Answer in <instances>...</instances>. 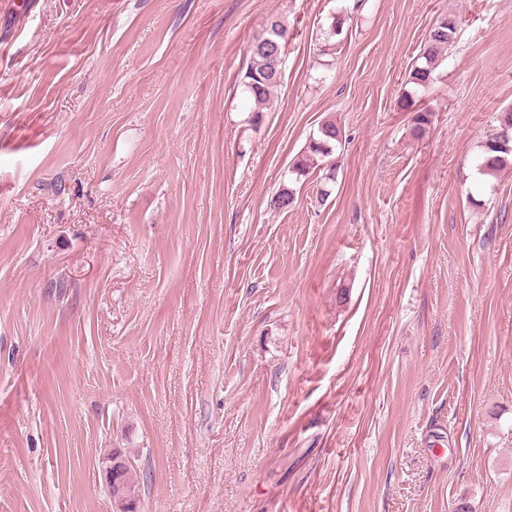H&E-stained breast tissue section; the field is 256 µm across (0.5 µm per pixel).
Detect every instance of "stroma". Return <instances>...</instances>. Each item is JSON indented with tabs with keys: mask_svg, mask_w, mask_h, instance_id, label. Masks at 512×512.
Instances as JSON below:
<instances>
[{
	"mask_svg": "<svg viewBox=\"0 0 512 512\" xmlns=\"http://www.w3.org/2000/svg\"><path fill=\"white\" fill-rule=\"evenodd\" d=\"M510 107L512 0H0V512H110L115 449L142 512H512ZM278 35L287 36L288 29L283 21L276 17L271 20L263 37H269L271 41L257 39L249 47L247 64L240 73L239 84L249 98L253 99L255 105L251 111V125H258L262 121L260 112H264V109H268L272 104L273 91L281 82L282 71L279 70L282 65L275 67L272 64V55L277 45L282 54L285 49L284 41ZM457 31L458 23L455 18H440L432 25L406 80L405 85L412 84L411 92L414 95L417 91L428 88L434 70L446 58L449 50L455 47ZM495 120L496 132L491 137L494 140L504 139L506 146H491L490 142H487L488 139L481 146L482 162L479 169L487 175H494L508 165L509 157L512 164V108L498 113ZM341 142L342 131L336 122L330 119L323 121L318 126L316 136L313 133L304 154L294 161L292 172L297 176H303L309 173L311 169H317L322 165L325 179L333 182L336 166L333 163H329V161L333 157L334 150ZM124 456L129 460L126 455ZM105 463L106 464L102 470L105 484L110 485L111 489L112 485L117 487L121 479V474L126 468L124 475L125 493L129 499H137L140 501L138 495L140 489V476L138 475L137 469L134 467L132 462L130 461V464L128 463L126 467V461L123 458L116 455H108Z\"/></svg>",
	"mask_w": 512,
	"mask_h": 512,
	"instance_id": "obj_1",
	"label": "stroma"
}]
</instances>
